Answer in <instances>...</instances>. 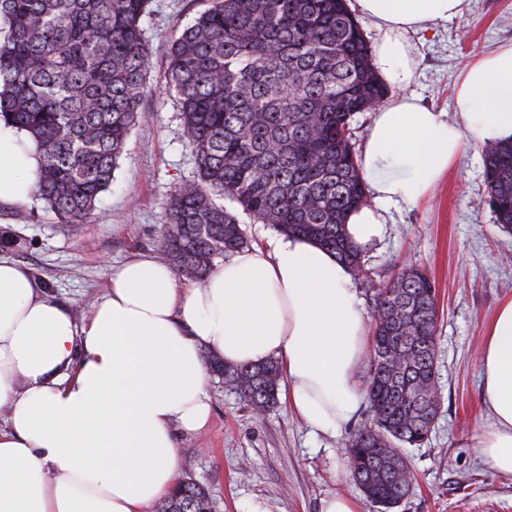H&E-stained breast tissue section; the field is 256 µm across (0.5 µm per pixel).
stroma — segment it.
<instances>
[{
    "label": "stroma",
    "instance_id": "1",
    "mask_svg": "<svg viewBox=\"0 0 512 512\" xmlns=\"http://www.w3.org/2000/svg\"><path fill=\"white\" fill-rule=\"evenodd\" d=\"M203 0H153L148 94L112 185L87 221L58 224L38 197L0 202V255L31 269L51 297L82 319L106 290L113 266L157 254L175 186L196 176L177 98L165 90L167 43L203 10ZM418 67L404 94L452 112L470 57L512 43V0H468L464 13L412 37ZM484 147L469 146L429 199L393 208L384 240L367 249L369 280H356L364 307L371 284L401 265L426 269L438 288V389L443 405L428 442L407 449L413 488L395 512H512V475L490 470L470 441L481 404L483 327L512 297V234L485 195ZM213 415L205 430L179 434L180 478L204 486L214 512H318L321 498H361L344 434H312L285 402L256 413L210 377Z\"/></svg>",
    "mask_w": 512,
    "mask_h": 512
}]
</instances>
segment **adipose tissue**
<instances>
[{"label":"adipose tissue","instance_id":"ef3b65f1","mask_svg":"<svg viewBox=\"0 0 512 512\" xmlns=\"http://www.w3.org/2000/svg\"><path fill=\"white\" fill-rule=\"evenodd\" d=\"M465 6L355 0L376 27L383 83L412 80L410 33ZM454 109L451 120L398 95L376 110L359 156L368 203L345 224L352 244L380 242L391 208L428 197L461 145L512 142V43L465 64ZM38 171L35 142L0 121V200H26ZM368 323L352 268L300 235L238 250L189 285L155 256L131 258L80 321L29 268L0 257V512H148L179 480L177 433L211 420L207 350L229 366L276 359L294 414L337 434L365 402ZM484 334L487 418L470 439L486 466L512 475V297Z\"/></svg>","mask_w":512,"mask_h":512}]
</instances>
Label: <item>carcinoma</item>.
<instances>
[{
  "instance_id": "cac0c4a2",
  "label": "carcinoma",
  "mask_w": 512,
  "mask_h": 512,
  "mask_svg": "<svg viewBox=\"0 0 512 512\" xmlns=\"http://www.w3.org/2000/svg\"><path fill=\"white\" fill-rule=\"evenodd\" d=\"M170 41L167 86L178 98L196 178L174 188L159 251L201 279L250 246L223 200L279 232L299 234L364 272L348 213L367 202L353 118L387 88L347 0H205ZM151 0H0V117L36 143L35 195L60 224H82L111 185L147 92ZM484 203L512 231V144L485 149ZM373 358L366 398L377 432L350 433L349 464L377 512H393L413 474L401 448L428 439L441 412L437 287L402 267L372 288ZM212 372L253 410L277 403L281 370ZM157 512H212L208 490L180 481Z\"/></svg>"
}]
</instances>
